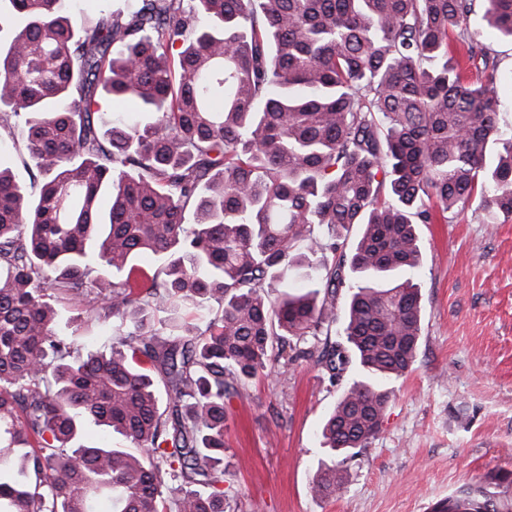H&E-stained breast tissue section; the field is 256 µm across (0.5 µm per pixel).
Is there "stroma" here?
Segmentation results:
<instances>
[{
  "instance_id": "1",
  "label": "stroma",
  "mask_w": 512,
  "mask_h": 512,
  "mask_svg": "<svg viewBox=\"0 0 512 512\" xmlns=\"http://www.w3.org/2000/svg\"><path fill=\"white\" fill-rule=\"evenodd\" d=\"M467 25L499 60L498 123L512 132V40L481 14ZM0 163L24 185L37 174L18 131L0 134ZM418 233V354L379 435L347 460L346 487L310 493L321 423L341 386L314 362L278 365L225 400L226 512H431L512 470V218L473 203Z\"/></svg>"
}]
</instances>
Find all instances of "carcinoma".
<instances>
[{
  "instance_id": "cac0c4a2",
  "label": "carcinoma",
  "mask_w": 512,
  "mask_h": 512,
  "mask_svg": "<svg viewBox=\"0 0 512 512\" xmlns=\"http://www.w3.org/2000/svg\"><path fill=\"white\" fill-rule=\"evenodd\" d=\"M9 2L0 130L27 129L42 181L0 165V512H224V399L280 362L355 371L322 445L367 447L392 395L375 380L419 348L420 289L392 278L420 264L417 226L476 195L512 216L498 63L463 26L476 0H126L82 27L67 0ZM481 2L512 39V0ZM105 99L145 118L106 122ZM294 268L312 290H286ZM73 310L117 326L108 348L55 330ZM86 422L138 453L83 443ZM348 478L326 465L310 491ZM446 502L512 512V471Z\"/></svg>"
}]
</instances>
